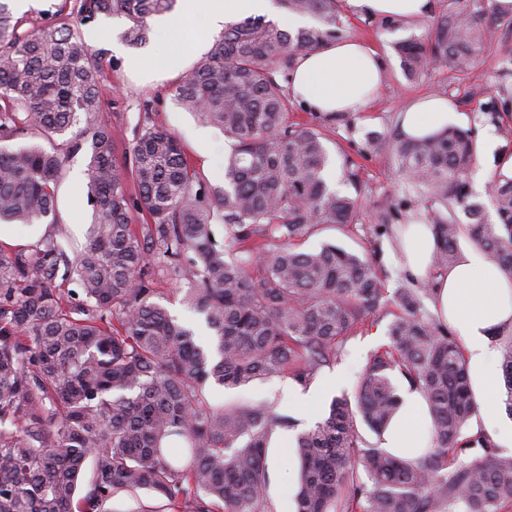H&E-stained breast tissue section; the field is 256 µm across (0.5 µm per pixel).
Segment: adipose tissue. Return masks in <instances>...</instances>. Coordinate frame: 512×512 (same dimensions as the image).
Instances as JSON below:
<instances>
[{
    "mask_svg": "<svg viewBox=\"0 0 512 512\" xmlns=\"http://www.w3.org/2000/svg\"><path fill=\"white\" fill-rule=\"evenodd\" d=\"M174 16L161 26L174 41L191 36L198 26L212 34L225 24L250 16H276L273 0H178ZM356 12L379 17L416 19L427 15L432 0H347ZM383 80L378 51L356 40L337 41L299 57L289 91L309 110L327 116L364 111ZM453 112L448 100L430 97L403 113L400 128L422 137L447 127ZM405 262L412 275L432 269L435 246L431 225L406 224L401 229ZM437 316L457 333L473 382L475 401L485 432L500 446L512 449V422L499 413L501 372L492 348L495 331L512 329V281L476 250L464 252L460 263L436 280ZM430 418L419 392L404 394V405L384 434L393 454L414 459L431 446Z\"/></svg>",
    "mask_w": 512,
    "mask_h": 512,
    "instance_id": "adipose-tissue-1",
    "label": "adipose tissue"
}]
</instances>
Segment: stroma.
<instances>
[{
  "label": "stroma",
  "mask_w": 512,
  "mask_h": 512,
  "mask_svg": "<svg viewBox=\"0 0 512 512\" xmlns=\"http://www.w3.org/2000/svg\"><path fill=\"white\" fill-rule=\"evenodd\" d=\"M428 18L403 21L393 26L389 18L361 16L348 5L340 7V25L347 39H363L382 55L383 82L365 111L326 122L324 143L329 153L326 180L330 188L344 194H358L362 202L360 220L355 226L322 227L303 240L305 250L332 243L359 255H369L374 247L373 214L412 200L413 195L399 175L389 154L367 151L366 138L377 132L390 135L398 125V116L421 97L442 95L456 110L454 126L474 130L478 157L469 181L476 201L488 203L487 183L503 158L512 155V32L499 31L492 45L478 58L472 73L460 74L429 68L416 78L405 75L395 46L412 36H425ZM128 21L122 16L100 20L81 27L80 33L93 52L104 53L100 77L103 120L112 128L118 153L128 152L144 124H156L173 132L184 147L189 161L211 184L224 180V156L230 142L223 131L199 122L175 102L172 90L180 79L170 73L147 77L132 71L130 56L149 61L168 46L160 28H153L148 43L129 48L122 40ZM352 161L359 181L345 179L344 163ZM85 154L65 160L56 190V211L62 232L73 247L85 242L92 220L89 190L83 170ZM391 317L385 313L369 316L361 332L348 339L340 364L324 369L322 378H336L335 386L324 389L323 402L313 403L311 411L289 404L287 379L258 381L242 390V398L273 402L278 411L292 415L301 427H309L326 412V401L341 393H353L368 356L385 344L386 326ZM269 465L273 478V496L277 512H292L296 487V466L290 454L270 449Z\"/></svg>",
  "instance_id": "35a3bbf8"
}]
</instances>
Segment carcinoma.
<instances>
[{
	"label": "carcinoma",
	"mask_w": 512,
	"mask_h": 512,
	"mask_svg": "<svg viewBox=\"0 0 512 512\" xmlns=\"http://www.w3.org/2000/svg\"><path fill=\"white\" fill-rule=\"evenodd\" d=\"M10 2L0 0V143L30 130L62 142L59 151L0 146V221L57 223L63 158L85 150L92 222L72 258L54 235L0 248V512H104L141 491L172 512H276L268 449L278 430L295 431L296 512H500L512 498V454L473 431L467 362L427 308L435 289L387 294L378 247L369 257L331 244L298 249L319 227L361 213L359 197L325 182L319 126L286 120L281 81L299 55L339 37V0H282L320 19L294 32L262 16L226 25L175 86L182 109L233 140L222 185L154 124L118 159L98 92L104 54L68 21L121 15L123 41L138 48L149 20L177 0H75L22 33ZM475 2L451 0L426 37L396 46L410 75L432 62L465 73L499 27L512 28L511 13ZM367 148L392 155L421 196L437 274L457 264L464 237L512 278V171L489 182L493 222L472 200V130L375 136ZM134 211L143 223H132ZM407 220L399 206L378 214L376 239L401 250L392 226ZM159 272L187 284L183 301L203 316L210 344L155 301ZM71 281L81 298L62 289ZM382 310L392 315L388 343L368 358L354 397L333 398L312 426L300 430L266 404L211 402L214 387L256 380L307 388ZM494 339L512 416V332ZM399 380L423 394L431 417L434 448L417 460L359 431L381 437L402 405Z\"/></svg>",
	"instance_id": "carcinoma-1"
}]
</instances>
